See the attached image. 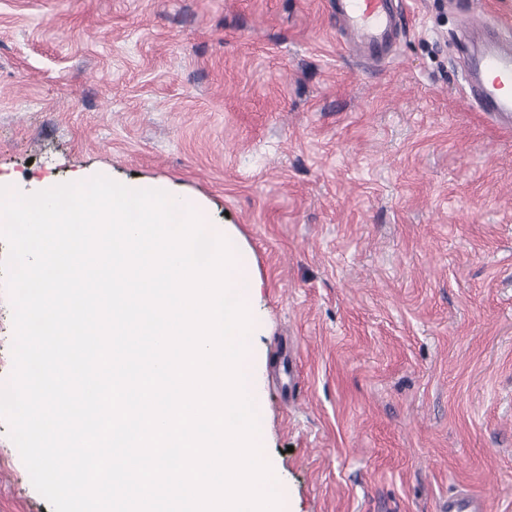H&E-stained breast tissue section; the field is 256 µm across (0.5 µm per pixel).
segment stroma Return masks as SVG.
<instances>
[{
  "label": "stroma",
  "mask_w": 512,
  "mask_h": 512,
  "mask_svg": "<svg viewBox=\"0 0 512 512\" xmlns=\"http://www.w3.org/2000/svg\"><path fill=\"white\" fill-rule=\"evenodd\" d=\"M371 73L324 0H0V178L104 175L232 224L282 512H512V128L459 80L469 17L405 0ZM14 338L0 270V385ZM0 512H52L0 419ZM441 509L443 512H485L487 507L484 499L463 491L448 497V503Z\"/></svg>",
  "instance_id": "stroma-1"
}]
</instances>
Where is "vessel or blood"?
I'll list each match as a JSON object with an SVG mask.
<instances>
[{
    "label": "vessel or blood",
    "mask_w": 512,
    "mask_h": 512,
    "mask_svg": "<svg viewBox=\"0 0 512 512\" xmlns=\"http://www.w3.org/2000/svg\"><path fill=\"white\" fill-rule=\"evenodd\" d=\"M329 13L349 54L371 67L386 64L406 34L402 0H328ZM477 38L464 47L460 76L469 103L512 125V30L467 24ZM442 512H486L481 497L462 492L449 497Z\"/></svg>",
    "instance_id": "b4317fda"
}]
</instances>
